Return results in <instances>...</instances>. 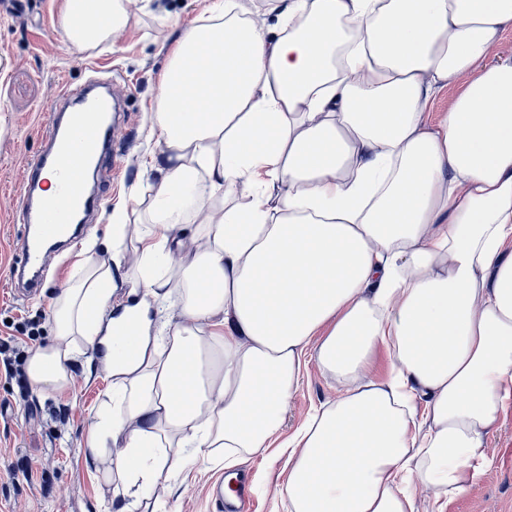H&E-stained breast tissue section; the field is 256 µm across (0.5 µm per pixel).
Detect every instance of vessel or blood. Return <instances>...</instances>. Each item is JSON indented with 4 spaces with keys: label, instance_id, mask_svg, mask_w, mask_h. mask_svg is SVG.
<instances>
[{
    "label": "vessel or blood",
    "instance_id": "1",
    "mask_svg": "<svg viewBox=\"0 0 512 512\" xmlns=\"http://www.w3.org/2000/svg\"><path fill=\"white\" fill-rule=\"evenodd\" d=\"M129 90L122 72L93 70L83 82L68 83L54 95L56 110L47 117L40 135L41 149L25 167L17 223L23 224L21 259L10 267L8 278L17 300L35 299L52 270L49 250L69 236L91 202L107 185L117 181L116 167H106L103 178L89 181L88 170L102 164L123 139L122 111ZM54 176L56 193L44 194L47 176ZM219 512L245 505V485L226 475L212 487Z\"/></svg>",
    "mask_w": 512,
    "mask_h": 512
}]
</instances>
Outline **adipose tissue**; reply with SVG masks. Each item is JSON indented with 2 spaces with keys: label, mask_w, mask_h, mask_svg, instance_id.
I'll use <instances>...</instances> for the list:
<instances>
[{
  "label": "adipose tissue",
  "mask_w": 512,
  "mask_h": 512,
  "mask_svg": "<svg viewBox=\"0 0 512 512\" xmlns=\"http://www.w3.org/2000/svg\"><path fill=\"white\" fill-rule=\"evenodd\" d=\"M211 0L166 67L144 220L113 213L27 363L42 392L98 353L112 380L87 446L120 512L176 467L264 454L304 355L341 385L288 440V512H433L486 467L512 401V0ZM123 29L127 0H65ZM475 78L435 127L428 87ZM204 92L208 111L194 106ZM136 327L108 317L115 271ZM178 307L179 321L167 318ZM385 351L389 377L365 381ZM424 411L425 432L413 428ZM504 58H512V22L503 27L489 48V60L495 61Z\"/></svg>",
  "instance_id": "obj_1"
}]
</instances>
